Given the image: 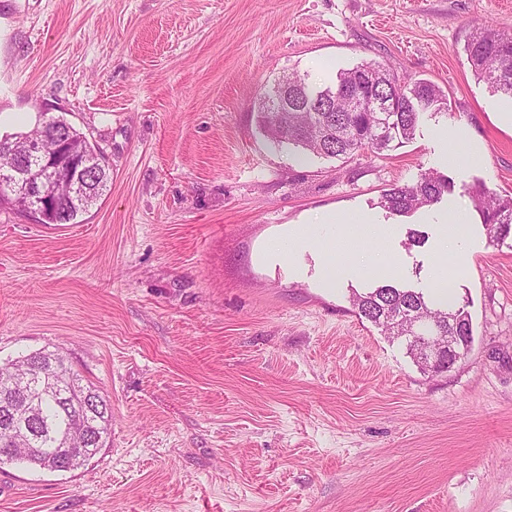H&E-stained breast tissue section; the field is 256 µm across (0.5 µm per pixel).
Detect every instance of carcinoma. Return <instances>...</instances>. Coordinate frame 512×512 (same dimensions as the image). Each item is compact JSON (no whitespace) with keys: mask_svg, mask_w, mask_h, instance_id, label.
<instances>
[{"mask_svg":"<svg viewBox=\"0 0 512 512\" xmlns=\"http://www.w3.org/2000/svg\"><path fill=\"white\" fill-rule=\"evenodd\" d=\"M468 60L478 78L490 88L512 98V32L485 25L471 33L467 44ZM299 77L319 106L326 112H272L263 129L277 143L293 146L304 157H349L360 152L378 156L390 150L393 144L413 139L420 119L429 110L447 112L448 93L432 82L400 81L391 69L377 62H363L337 72L329 84H317L309 75L288 74V80ZM370 100L384 101L397 98L398 112H356L351 103L359 95ZM448 180L429 172L413 184L393 185L380 197V206L392 215L406 216L420 209L432 207L448 192ZM475 208L481 217L487 235L501 242L512 236V196L503 197L479 183L472 188ZM95 202L75 199L67 208L64 222L74 224ZM352 306L359 316L382 329L385 335L401 341L417 364L434 355V343L418 334L422 327H438L448 335V323L467 329L472 324L466 306L436 302L423 292L403 288L394 281H386L368 292L353 293ZM55 360V374L71 385V397L65 405L35 394L38 420L27 430L29 459L40 462L54 454V449L75 440L70 447L77 450L78 469L93 458L103 447L112 430V407L103 397L90 409L85 394L96 389L67 365L66 357L58 352L39 350L0 367V404L16 380L24 375L23 365L39 358ZM12 436L0 430V465L12 462L15 454Z\"/></svg>","mask_w":512,"mask_h":512,"instance_id":"carcinoma-1","label":"carcinoma"}]
</instances>
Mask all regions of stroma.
I'll list each match as a JSON object with an SVG mask.
<instances>
[{
  "instance_id": "stroma-1",
  "label": "stroma",
  "mask_w": 512,
  "mask_h": 512,
  "mask_svg": "<svg viewBox=\"0 0 512 512\" xmlns=\"http://www.w3.org/2000/svg\"><path fill=\"white\" fill-rule=\"evenodd\" d=\"M482 24L512 29V0H0V134L61 116L111 169L78 223L0 207V364L62 351L112 406L83 467L1 466L0 512H512V237L492 242L471 198L512 195V98L472 71ZM364 61L436 83L450 111L348 160L258 126L282 73ZM430 170L442 203L379 206ZM329 213L371 217L397 283L452 280L467 356L424 373L355 313L384 275L325 277ZM296 224L310 244L271 250Z\"/></svg>"
}]
</instances>
